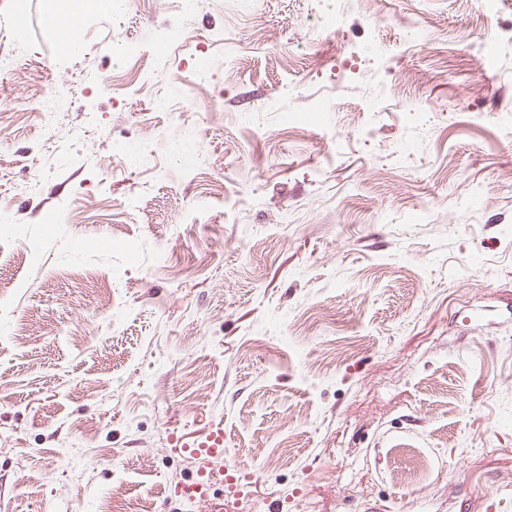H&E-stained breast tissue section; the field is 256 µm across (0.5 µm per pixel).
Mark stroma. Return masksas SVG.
Returning a JSON list of instances; mask_svg holds the SVG:
<instances>
[{
	"mask_svg": "<svg viewBox=\"0 0 512 512\" xmlns=\"http://www.w3.org/2000/svg\"><path fill=\"white\" fill-rule=\"evenodd\" d=\"M49 5L0 0V512H512V0H116L69 54ZM180 450L198 463L197 477L183 485V494L200 502L206 501L211 494L217 467L224 487V426L221 423H210L205 433L183 441ZM195 500L187 499L189 508L193 507Z\"/></svg>",
	"mask_w": 512,
	"mask_h": 512,
	"instance_id": "35a3bbf8",
	"label": "stroma"
}]
</instances>
